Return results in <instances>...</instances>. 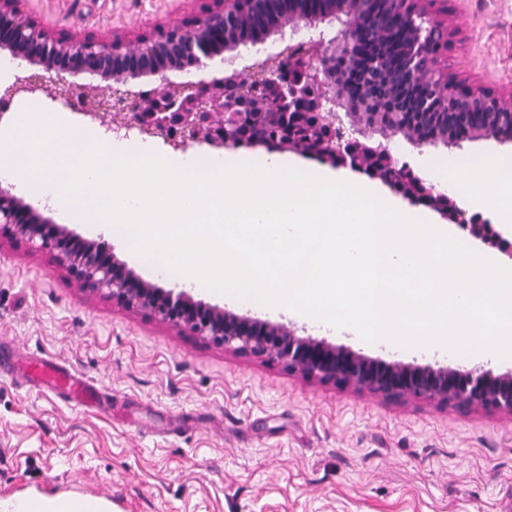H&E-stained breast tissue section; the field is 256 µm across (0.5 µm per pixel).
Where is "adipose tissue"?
Listing matches in <instances>:
<instances>
[{
    "mask_svg": "<svg viewBox=\"0 0 512 512\" xmlns=\"http://www.w3.org/2000/svg\"><path fill=\"white\" fill-rule=\"evenodd\" d=\"M421 176L436 190L453 195L463 208L492 211L512 233V156L482 155L430 158Z\"/></svg>",
    "mask_w": 512,
    "mask_h": 512,
    "instance_id": "ef3b65f1",
    "label": "adipose tissue"
}]
</instances>
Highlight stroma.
I'll use <instances>...</instances> for the list:
<instances>
[{
  "mask_svg": "<svg viewBox=\"0 0 512 512\" xmlns=\"http://www.w3.org/2000/svg\"><path fill=\"white\" fill-rule=\"evenodd\" d=\"M211 0H24L55 32H142L181 24ZM456 34L436 58L459 80L512 89V0H448ZM422 155H512L494 137L421 147ZM194 299L383 362L512 372V358L369 344L285 309L192 289ZM50 359L112 396L84 408L15 364ZM94 500L108 512H506L512 416L435 401L386 400L307 379L191 331L87 294L45 251L0 242V501Z\"/></svg>",
  "mask_w": 512,
  "mask_h": 512,
  "instance_id": "obj_1",
  "label": "stroma"
}]
</instances>
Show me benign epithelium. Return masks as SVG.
<instances>
[{
	"instance_id": "benign-epithelium-1",
	"label": "benign epithelium",
	"mask_w": 512,
	"mask_h": 512,
	"mask_svg": "<svg viewBox=\"0 0 512 512\" xmlns=\"http://www.w3.org/2000/svg\"><path fill=\"white\" fill-rule=\"evenodd\" d=\"M23 0H0V53L25 62L8 86L0 88V122L8 120L16 99L45 97L64 107L79 100L80 114L114 133L159 138L174 150L196 144L211 148L262 147L296 152L331 165L350 159L364 167L384 156L377 172L394 186L410 174L398 166L383 143L370 148L354 135L396 133L404 113L387 107L389 54L379 36L397 23L406 31L402 74L421 92L420 115L431 125L453 127L416 141L459 143L471 135L512 141V91L465 83L435 68L437 52L448 47V24L432 16L448 0H213L200 16L178 26L155 25L152 34L131 40L118 30L106 38L54 35L21 7ZM338 20L334 35L320 25ZM318 31L307 42L256 62L243 71L173 84L167 72L208 67L224 53L248 45L241 32L255 28L265 41L283 40L300 27ZM83 71L106 82L83 88L62 74ZM155 83L150 94L132 89ZM24 240L55 254L76 286L104 293L134 312H143L178 329H188L237 353L283 362L307 379L386 399L436 401L466 413L497 410L512 415V374L489 369H434L377 362L323 340L301 337L284 323L251 319L194 299L189 293L160 288L138 276L103 238L84 239L58 225L23 198L0 186V238Z\"/></svg>"
}]
</instances>
